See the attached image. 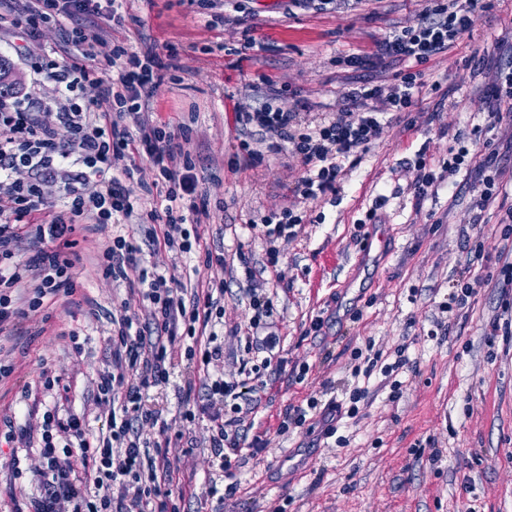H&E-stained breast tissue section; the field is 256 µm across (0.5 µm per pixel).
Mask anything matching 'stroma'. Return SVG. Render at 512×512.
I'll return each instance as SVG.
<instances>
[{"label": "stroma", "instance_id": "stroma-1", "mask_svg": "<svg viewBox=\"0 0 512 512\" xmlns=\"http://www.w3.org/2000/svg\"><path fill=\"white\" fill-rule=\"evenodd\" d=\"M424 0H126L123 26L98 21L107 39L140 53L172 45L171 79L154 94L158 121L190 125L188 150L198 192L208 205L202 248L242 254L253 267L266 255L249 225L290 195L304 168L288 154L268 156L259 167L238 162L234 106L253 101L251 82L262 75L297 93L312 118L336 111L339 91L351 81H384L390 70L368 62L351 68L346 56L373 51L378 42L410 23ZM257 45L242 51L239 31ZM512 68V0L480 13L459 44L424 69L431 89L415 113L414 127L393 122L340 182L336 196L305 205L297 237L282 243L274 326L282 365L268 373L258 404L246 419L264 433L267 446L244 458L236 492L217 498L211 482L210 422L181 417L194 365L180 358L168 384L151 389L171 434L181 435L188 455L172 459L173 485L182 512H512V335L489 336L493 320H512V288L496 276L503 245L499 219L512 205V114L489 122L486 90L498 70ZM487 146L507 182L506 193L469 225L478 172H460L423 203L408 184L419 157L435 161L457 142ZM379 208L382 223H365ZM111 232L88 233L74 268L78 290L56 302L48 322H24L17 334L0 335V357L15 366L0 381V417L22 416L23 388L41 378L69 385V404L87 411L90 427L105 429L91 403L98 375L110 363L105 347L111 318L128 297L105 279L97 250ZM372 240L369 261L359 244ZM192 280H224V316L218 339L224 359L210 372L238 376L244 355L235 330L250 312L241 295L243 272L208 267L190 258ZM485 280L468 298V317L443 336L440 306L460 293L463 269ZM324 322L321 331L312 319ZM82 328L71 339L73 328ZM378 356L369 379L355 377L354 351ZM405 365H398L399 357ZM395 365L391 376L382 367ZM367 396L355 416L324 436L319 412L304 426L281 432L287 412L337 401L349 404L357 389ZM297 450L298 471L279 463ZM439 460H432L433 451Z\"/></svg>", "mask_w": 512, "mask_h": 512}]
</instances>
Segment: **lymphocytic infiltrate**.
Here are the masks:
<instances>
[{
	"label": "lymphocytic infiltrate",
	"mask_w": 512,
	"mask_h": 512,
	"mask_svg": "<svg viewBox=\"0 0 512 512\" xmlns=\"http://www.w3.org/2000/svg\"><path fill=\"white\" fill-rule=\"evenodd\" d=\"M123 2L0 0V30H20L23 61L50 84L42 100L12 89L0 91V334L12 333L30 319L46 298L74 294L78 235L90 218L99 227L117 229L99 258L104 275L124 283L128 268L139 266L138 284L129 293L151 305L147 317L126 304L112 318L111 363L99 377L95 399L106 433H93L86 415L65 406V395L52 379L42 383V395L52 398L45 409H28L21 426L9 417L1 422L6 442L42 441L27 506L13 512H179L170 461L177 443L167 420L147 405L145 395L168 383L182 354L195 360L203 377L206 402L200 411L211 422L212 456L225 478L234 477L241 452L255 457L266 446L259 435L244 441L240 426L255 407L257 382L280 343L268 323L274 287L282 279L275 243L295 238L304 218L289 206L282 220L265 215L252 224L256 238L268 246L270 267L263 284L257 283L252 267L244 269L248 286L243 295L252 315L237 335L246 346L265 347L267 355L244 369L241 379L209 378V365L224 355L214 319L224 299L223 281L190 285L184 275L157 271L146 264L133 232L134 226L149 225L152 244L179 258L191 252V234L199 230L208 208L197 192L195 164L178 142L187 129L176 132L149 117L154 92L169 70L164 53L154 48L130 51L92 28L98 16L120 20ZM426 2L414 24L393 33L374 52L348 56L351 66L371 56L400 68L387 82L347 83L338 112L312 121L301 102L278 106L281 92L271 83L261 89L260 105H236L244 165L254 167L266 156L286 152L305 169L294 190L297 198L336 195L347 168L357 165L393 118L419 104L421 66L457 43L474 26L477 11L493 8L496 0ZM50 23L59 28L68 57L43 47L41 32ZM89 87L96 89L95 98L85 97ZM142 157L155 170L156 197L150 201L132 195L126 186ZM464 169L479 170L482 176L471 217L479 223L502 192L492 154L461 146L434 164L419 159L409 188L416 201H424ZM53 183L62 186L55 206L45 192ZM24 235L36 246L21 258L15 246ZM197 412L184 409V420L194 421ZM148 422L160 435L151 452L137 429Z\"/></svg>",
	"instance_id": "lymphocytic-infiltrate-1"
}]
</instances>
